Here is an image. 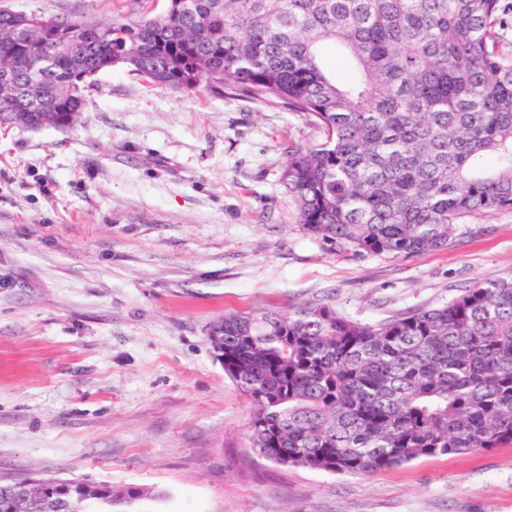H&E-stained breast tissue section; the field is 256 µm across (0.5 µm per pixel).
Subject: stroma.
<instances>
[{
    "label": "stroma",
    "mask_w": 512,
    "mask_h": 512,
    "mask_svg": "<svg viewBox=\"0 0 512 512\" xmlns=\"http://www.w3.org/2000/svg\"><path fill=\"white\" fill-rule=\"evenodd\" d=\"M102 23L146 0H0ZM319 131L282 105L101 72L77 123L0 126V474L152 487L153 512H512V445L365 476L281 466L207 341L225 312L362 322L512 278V210L402 259L303 233L283 183Z\"/></svg>",
    "instance_id": "35a3bbf8"
}]
</instances>
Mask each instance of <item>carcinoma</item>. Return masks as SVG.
<instances>
[{"instance_id": "cac0c4a2", "label": "carcinoma", "mask_w": 512, "mask_h": 512, "mask_svg": "<svg viewBox=\"0 0 512 512\" xmlns=\"http://www.w3.org/2000/svg\"><path fill=\"white\" fill-rule=\"evenodd\" d=\"M0 72L28 47L3 28ZM112 45L61 57L20 126L72 127L108 59L158 88L276 99L322 132L288 147L303 232L394 259L444 250L460 219L512 209V0H170L114 21ZM331 43L340 74L322 62ZM80 86L63 97L60 86ZM250 400L249 447L281 465L367 475L512 444V279L364 323L326 304L234 312L213 324ZM0 482L29 512H151L162 493L56 479Z\"/></svg>"}]
</instances>
